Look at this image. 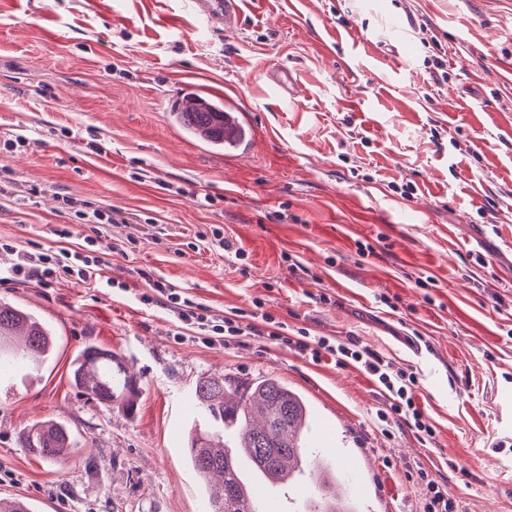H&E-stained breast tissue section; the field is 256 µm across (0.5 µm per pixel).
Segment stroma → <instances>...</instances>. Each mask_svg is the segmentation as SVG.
I'll use <instances>...</instances> for the list:
<instances>
[{
    "instance_id": "obj_1",
    "label": "stroma",
    "mask_w": 512,
    "mask_h": 512,
    "mask_svg": "<svg viewBox=\"0 0 512 512\" xmlns=\"http://www.w3.org/2000/svg\"><path fill=\"white\" fill-rule=\"evenodd\" d=\"M277 67L291 96L266 77ZM193 84L243 97L259 129L245 157L225 163L174 122L167 100ZM1 165L17 184L0 197V239L17 249L83 244L89 225L54 234L66 196L125 218L101 236L96 286H0V302L56 337L39 367L0 379L1 499L205 512L185 458L200 419L182 397L224 374L274 377L306 398L353 461L349 480L372 488L360 512H423L429 479L461 512H512V0H250L236 30L206 33L190 0H0ZM214 225L232 250L192 249ZM148 273L211 317L258 300L289 328L354 339L415 372L433 442L404 423L382 433L379 385L274 343L265 323L206 342L142 302ZM89 345L134 372V414L75 386ZM47 420L76 442L58 463L19 442Z\"/></svg>"
}]
</instances>
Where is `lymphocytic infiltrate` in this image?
<instances>
[{"label": "lymphocytic infiltrate", "mask_w": 512, "mask_h": 512, "mask_svg": "<svg viewBox=\"0 0 512 512\" xmlns=\"http://www.w3.org/2000/svg\"><path fill=\"white\" fill-rule=\"evenodd\" d=\"M68 217L81 224L91 225L93 234L86 237V246L81 250L59 249L51 253H29L17 251L11 244L0 241V253L9 256L6 267L0 268V284L21 282L38 277L42 283L67 279L76 284L93 285L103 264L101 256L94 250L96 235L102 234L105 225L118 223L122 213L116 208H103L91 202H76L71 197H63ZM152 294L143 295L144 303H159L177 313L181 322L193 325L204 335L219 338H236L249 335L251 319H261L271 340L279 344L291 345L306 352L313 362L334 359L339 365H358L383 387L388 397V407L378 413L377 418L384 423L404 422L412 427L422 441L434 438V430L417 405L413 389L417 379L415 373L393 369L392 365L376 351L358 345L356 341L332 340L321 336L310 338L306 329H299L297 337L288 334L287 322L265 311L263 302H256L251 314L231 311L228 316L213 319L203 307L182 295L169 283L156 279L152 282Z\"/></svg>", "instance_id": "obj_1"}]
</instances>
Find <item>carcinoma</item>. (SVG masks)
Masks as SVG:
<instances>
[{
  "mask_svg": "<svg viewBox=\"0 0 512 512\" xmlns=\"http://www.w3.org/2000/svg\"><path fill=\"white\" fill-rule=\"evenodd\" d=\"M211 112H187L178 123L190 135L207 128L212 145L224 146L221 133L212 130ZM55 348L52 330L32 313L0 302V376L27 361H44ZM73 378L88 399L119 404L131 414L138 386L112 351L85 348L76 359ZM195 405L209 419L188 437L186 455L192 469L209 485L222 478L209 499L210 512H249L244 499L249 483L237 472L233 459L250 460L273 482L305 475L314 487L316 508L309 512H356L346 494L345 481L329 461L306 448L303 433L310 418L307 400L275 378L258 382L235 381L222 375L201 379L194 389ZM20 443L31 453L58 461L74 447L70 432L55 422H43L23 431Z\"/></svg>",
  "mask_w": 512,
  "mask_h": 512,
  "instance_id": "1",
  "label": "carcinoma"
}]
</instances>
